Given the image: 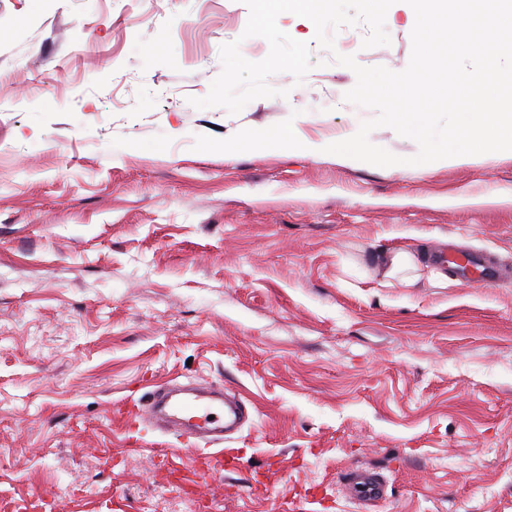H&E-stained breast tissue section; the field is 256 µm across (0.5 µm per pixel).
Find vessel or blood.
<instances>
[{
  "mask_svg": "<svg viewBox=\"0 0 512 512\" xmlns=\"http://www.w3.org/2000/svg\"><path fill=\"white\" fill-rule=\"evenodd\" d=\"M447 262L464 282L490 287L499 278L496 267L476 252L449 251ZM170 382L154 383L144 394L134 414L138 422L174 436L192 447H205L219 469L235 470L238 460L224 457L222 443L227 434L238 431L248 419L241 398L226 399L223 388L182 387L181 398H174ZM387 484L378 473L350 469L345 483L347 495L362 512L375 506L386 493Z\"/></svg>",
  "mask_w": 512,
  "mask_h": 512,
  "instance_id": "obj_1",
  "label": "vessel or blood"
}]
</instances>
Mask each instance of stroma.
<instances>
[{"instance_id": "35a3bbf8", "label": "stroma", "mask_w": 512, "mask_h": 512, "mask_svg": "<svg viewBox=\"0 0 512 512\" xmlns=\"http://www.w3.org/2000/svg\"><path fill=\"white\" fill-rule=\"evenodd\" d=\"M360 65L404 70L413 9ZM242 0H0V505L8 512H193L154 449L111 404L148 379L240 393L250 422L194 457L211 512H355L352 467L388 480L375 512H512V151L409 165L418 144L369 140L400 165L270 150H194L297 115L309 139L351 137L372 109L310 38L303 81L239 113L198 109L220 47L248 60ZM452 240L493 258L492 287L361 276L394 245Z\"/></svg>"}]
</instances>
